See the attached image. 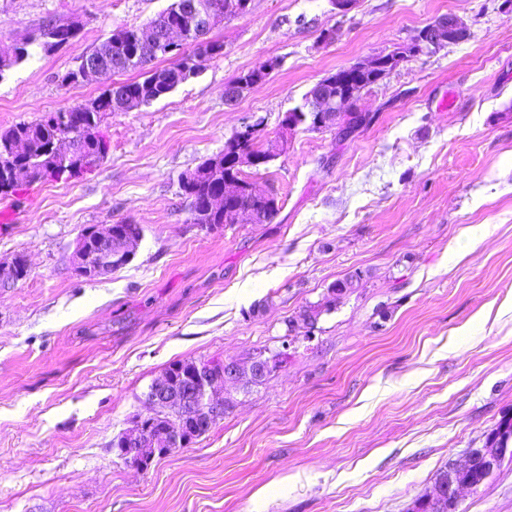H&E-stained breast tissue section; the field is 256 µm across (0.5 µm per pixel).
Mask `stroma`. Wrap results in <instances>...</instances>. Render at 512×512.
<instances>
[{"label":"stroma","mask_w":512,"mask_h":512,"mask_svg":"<svg viewBox=\"0 0 512 512\" xmlns=\"http://www.w3.org/2000/svg\"><path fill=\"white\" fill-rule=\"evenodd\" d=\"M172 0H0V52L48 20L68 45L0 77V130L80 105L137 71L62 77L119 26ZM502 0H252L213 28L224 53L165 97L106 115L82 178L12 197L0 263V512H406L449 460L512 414V12ZM455 16L466 39L408 58L358 104L351 135L296 129L247 177L277 193L267 224L190 223L178 177L243 122L284 113L336 69ZM335 29L331 41L322 31ZM271 76L226 103L269 59ZM141 225L132 262L92 281L69 248L92 224ZM353 286L339 298L330 288ZM328 303L314 324L307 305ZM287 350L263 384L228 388L223 420L148 470L112 447L172 362ZM459 512H512V460ZM28 273L29 267L23 257L15 258L8 267H3L0 264V288H10L24 280Z\"/></svg>","instance_id":"stroma-1"}]
</instances>
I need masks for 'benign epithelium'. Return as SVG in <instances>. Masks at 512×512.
<instances>
[{"label":"benign epithelium","instance_id":"obj_1","mask_svg":"<svg viewBox=\"0 0 512 512\" xmlns=\"http://www.w3.org/2000/svg\"><path fill=\"white\" fill-rule=\"evenodd\" d=\"M245 0H227L219 8H203L196 0H185L182 15L189 18L190 26L172 22V18L159 14L143 29L142 41L146 55L143 66L153 60L154 53L165 49L171 53L179 49L180 44L190 35V31H208L225 20L242 15ZM465 33L456 18L439 20L429 24L403 47L392 51H381L367 61L354 63L350 68L360 72H370L386 67L385 74L395 71L412 56L433 54L448 46L458 44ZM126 66L125 59L106 46H99L86 53L77 67L78 75L86 79L91 75L118 73ZM365 89L348 86L343 83L342 72H336V78H324L314 85L303 103L302 110L291 118L280 122L279 134L264 140L266 156L274 160L288 150V136L298 126L304 124L307 113L314 115L313 126L319 129L343 125L345 107L352 101H360ZM70 122L65 112H49L44 116L42 130L47 141L43 149L45 162L52 168L70 169L79 166H93L98 158L86 153L83 148L87 132L67 133L64 127ZM262 125L246 123L224 144V153L211 159L208 168H224V155L234 161L238 176L224 182V190L209 200V209L224 214L226 224H253L257 216L250 210L236 205L241 198L254 200L273 199L272 191H259L254 183L243 176L244 169L255 165L251 155L238 152L237 142L247 138L261 139ZM27 139H16L0 147V172L11 175L13 180L27 179L31 175L28 169L15 167V159L31 151ZM142 240V233L127 234L111 224H95L78 233L69 254V266L73 275L81 279L96 280L104 278L115 269L118 259L131 262ZM29 273L27 261L17 257L7 267L0 265V288H9L25 279ZM284 353H271L266 349L254 351L247 365L236 361L220 360L217 363L195 362L174 380L169 373L154 382L145 399L152 406V412L141 415L132 422L120 439V454L132 466L146 470L157 453L167 456L180 451L187 445L188 437L178 416L188 417L198 434L207 433L218 421L224 418L231 400L220 394V388L226 385L238 386L243 383L258 385L280 368L279 360ZM512 459V443L504 448H472L464 453L461 460L448 462L446 493L430 490L423 498L409 508L415 512L421 504H428L434 512H458L460 493L464 489L478 490L498 470L505 458Z\"/></svg>","mask_w":512,"mask_h":512}]
</instances>
